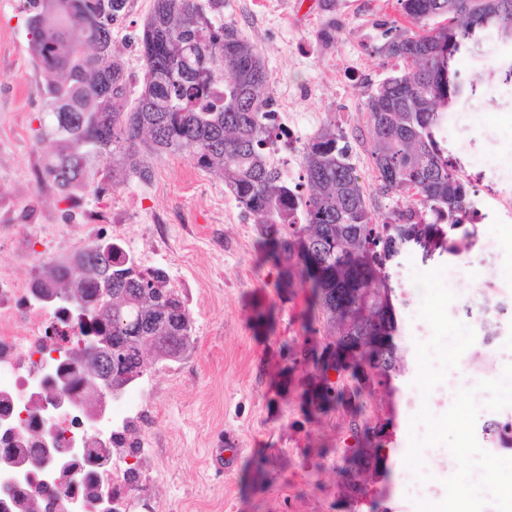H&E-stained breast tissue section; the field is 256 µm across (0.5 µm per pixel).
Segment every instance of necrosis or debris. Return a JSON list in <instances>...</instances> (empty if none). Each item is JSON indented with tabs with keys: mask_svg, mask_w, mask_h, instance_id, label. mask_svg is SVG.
<instances>
[{
	"mask_svg": "<svg viewBox=\"0 0 512 512\" xmlns=\"http://www.w3.org/2000/svg\"><path fill=\"white\" fill-rule=\"evenodd\" d=\"M41 221L38 209L18 208L0 190V248L29 268L23 277L0 270V448L48 452L46 460L24 465L0 458V512H17L22 503L29 512H130L127 451L154 447L158 399L149 389L119 403L103 398L93 410L86 385L59 379L84 319L36 296L41 266L53 258L29 233ZM88 448L108 449L106 462L72 467Z\"/></svg>",
	"mask_w": 512,
	"mask_h": 512,
	"instance_id": "1",
	"label": "necrosis or debris"
}]
</instances>
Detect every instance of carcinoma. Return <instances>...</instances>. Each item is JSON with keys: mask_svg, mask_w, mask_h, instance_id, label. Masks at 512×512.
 Returning a JSON list of instances; mask_svg holds the SVG:
<instances>
[{"mask_svg": "<svg viewBox=\"0 0 512 512\" xmlns=\"http://www.w3.org/2000/svg\"><path fill=\"white\" fill-rule=\"evenodd\" d=\"M24 9L29 47L43 69L61 74L40 89L58 147L44 176L72 201L75 188L97 195L122 186L92 174L91 158L105 152L121 171L151 179L142 152L189 154L198 168L215 171L238 205L259 224L266 259L284 275L301 269L312 310L336 328L338 342L377 336L386 354L366 361L348 399L360 400L376 378L399 370L392 289L378 282L388 260L408 244L427 246L465 229L474 214L469 190L443 157L435 131L464 87L448 74L460 38L485 28L503 48L512 45V0H398L419 31L390 26L379 52L405 69L377 84L365 102L371 157L381 189L409 202L375 221L367 208L345 136L331 130L303 145L298 182L291 186L270 158L265 117L271 105L260 53L224 22V0H153L139 43L141 90L112 52V24L129 0H36ZM86 269L77 293L90 313L87 335L130 347L149 332L159 344L187 354L194 343L185 300L163 269H144L120 243L98 241L49 267L40 282L47 299L60 296L71 263ZM290 353L322 372L340 370L327 345ZM112 383L127 388L144 376L132 355L110 366Z\"/></svg>", "mask_w": 512, "mask_h": 512, "instance_id": "1", "label": "carcinoma"}]
</instances>
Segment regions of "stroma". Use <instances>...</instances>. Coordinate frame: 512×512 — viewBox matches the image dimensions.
<instances>
[{
	"label": "stroma",
	"instance_id": "stroma-1",
	"mask_svg": "<svg viewBox=\"0 0 512 512\" xmlns=\"http://www.w3.org/2000/svg\"><path fill=\"white\" fill-rule=\"evenodd\" d=\"M20 3L0 0V185L15 190L17 205L42 209L51 224L63 223L78 206L116 212L138 241L158 207L171 215V248L156 260L186 301L195 343L180 362L149 373L160 393L155 439L166 471L154 496L165 512H417L404 484L406 457L412 436H424L426 428L412 425L404 403L423 397L433 414L445 413L441 393L457 374L448 371L427 396L416 384L410 279L444 268L460 322L512 336V181L501 178L512 170V82L504 80V64L488 63L487 32L479 28L464 39L450 63L466 95L437 134L470 192L475 234L457 238L451 249L406 248L388 263L401 371L390 385L365 389L362 407L344 399L321 410L311 401L320 377L288 349L335 342V329L315 319L299 269H292L290 287H279V270L263 259L254 218L216 173L187 154L152 153L144 157L149 182L130 173L118 191L98 198L80 193L70 203L25 183L31 157L51 152L53 138L40 125L41 109L28 106L39 100L44 76L28 50ZM151 4L129 0L127 16L112 30L114 49L135 77L142 67L137 36ZM399 18L396 0H267L263 8L254 0H224L225 22L261 54L271 97L295 116L300 142L331 122L342 129L379 222L399 199L379 188L364 136V101L398 68L377 49ZM489 241L500 252L491 264L483 252ZM473 300L489 302L487 318L470 315ZM390 419L391 439L380 448L352 430ZM220 448L240 454L219 467L213 455ZM377 455L385 457V471L371 466ZM354 483L367 493L364 505L352 500Z\"/></svg>",
	"mask_w": 512,
	"mask_h": 512
}]
</instances>
